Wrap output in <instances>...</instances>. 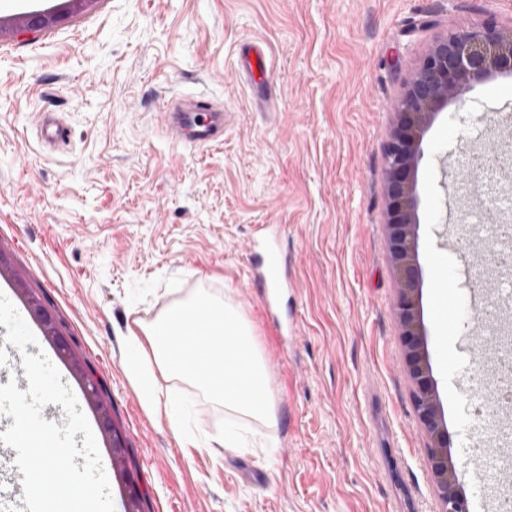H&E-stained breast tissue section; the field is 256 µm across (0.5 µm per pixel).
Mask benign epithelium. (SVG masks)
Instances as JSON below:
<instances>
[{"instance_id":"obj_1","label":"benign epithelium","mask_w":512,"mask_h":512,"mask_svg":"<svg viewBox=\"0 0 512 512\" xmlns=\"http://www.w3.org/2000/svg\"><path fill=\"white\" fill-rule=\"evenodd\" d=\"M57 19L55 14L36 13L25 17L24 26L39 30ZM502 72H512V27L491 18L439 38L414 66L396 103V127L385 148V226L396 272L399 335L405 342L404 361L412 384L415 418L427 440L438 512H469V503L459 490L456 465L448 451V427L432 378L427 327L421 314L416 174L423 157V139L437 115L449 104L462 102L463 93L473 85ZM29 309L58 350L69 351V343L56 330L51 314L34 299Z\"/></svg>"}]
</instances>
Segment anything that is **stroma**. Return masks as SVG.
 <instances>
[{
  "label": "stroma",
  "instance_id": "1",
  "mask_svg": "<svg viewBox=\"0 0 512 512\" xmlns=\"http://www.w3.org/2000/svg\"><path fill=\"white\" fill-rule=\"evenodd\" d=\"M33 11L60 13L39 32ZM512 24V0H0V289L53 315L75 359L50 361L111 463L115 512L127 481L144 512H437L426 440L413 414L385 233L384 147L392 102L448 32L487 18ZM268 43L276 100L260 106L237 50ZM223 103L224 139L174 142L176 98ZM512 113V75L479 83L425 135L417 172L422 311L450 453L470 512L493 495L468 465L473 330L441 334L435 285L477 291L475 246L449 241L469 202L444 176L471 152L498 164L491 117ZM60 118L51 146L42 124ZM276 225L293 290L280 336L247 285L256 225ZM207 291L256 329L277 394L276 447L224 445V409L196 386L156 374L186 410L191 442L165 407L146 406L125 365L128 335ZM93 369L125 451L115 458L77 367Z\"/></svg>",
  "mask_w": 512,
  "mask_h": 512
}]
</instances>
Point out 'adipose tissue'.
I'll return each instance as SVG.
<instances>
[{
	"label": "adipose tissue",
	"instance_id": "1",
	"mask_svg": "<svg viewBox=\"0 0 512 512\" xmlns=\"http://www.w3.org/2000/svg\"><path fill=\"white\" fill-rule=\"evenodd\" d=\"M213 328L202 343L185 341L187 328L200 318ZM134 338L128 366L152 406L160 398L151 380L154 369L203 389L224 408V445L245 447L244 426L276 424L275 396L268 366L259 352L253 328L240 309L221 297L201 292L174 303Z\"/></svg>",
	"mask_w": 512,
	"mask_h": 512
}]
</instances>
